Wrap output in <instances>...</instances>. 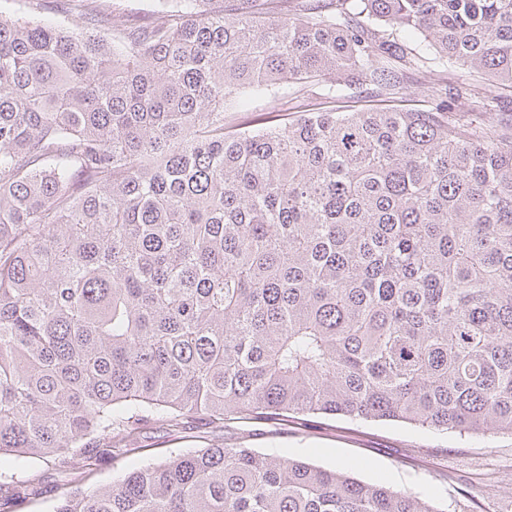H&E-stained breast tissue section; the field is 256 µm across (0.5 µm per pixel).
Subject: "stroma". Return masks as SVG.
<instances>
[{
	"mask_svg": "<svg viewBox=\"0 0 512 512\" xmlns=\"http://www.w3.org/2000/svg\"><path fill=\"white\" fill-rule=\"evenodd\" d=\"M305 98L292 90L259 99L229 113L236 128L304 109ZM211 443L253 448L325 468L344 467L358 480L409 489L431 500L442 512H512V435L471 436L439 433L393 421L319 416L278 425L226 422L213 428L198 420L174 429L150 423L134 450L103 458L86 468L81 462L38 460L28 467L29 492L20 496L0 488V512H51L55 498L70 486L111 481L119 469L161 462L180 448Z\"/></svg>",
	"mask_w": 512,
	"mask_h": 512,
	"instance_id": "stroma-1",
	"label": "stroma"
}]
</instances>
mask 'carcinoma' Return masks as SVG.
<instances>
[{"mask_svg": "<svg viewBox=\"0 0 512 512\" xmlns=\"http://www.w3.org/2000/svg\"><path fill=\"white\" fill-rule=\"evenodd\" d=\"M0 20V456H119L317 415L512 434V0H176ZM423 108L350 109L343 87ZM301 88L320 106L226 127ZM53 512H444L343 468L187 448ZM43 9L37 16L45 23L65 28H76L80 25L78 14L73 8V2L67 0H43ZM112 10L144 19H156L158 17L148 0H112Z\"/></svg>", "mask_w": 512, "mask_h": 512, "instance_id": "cac0c4a2", "label": "carcinoma"}]
</instances>
